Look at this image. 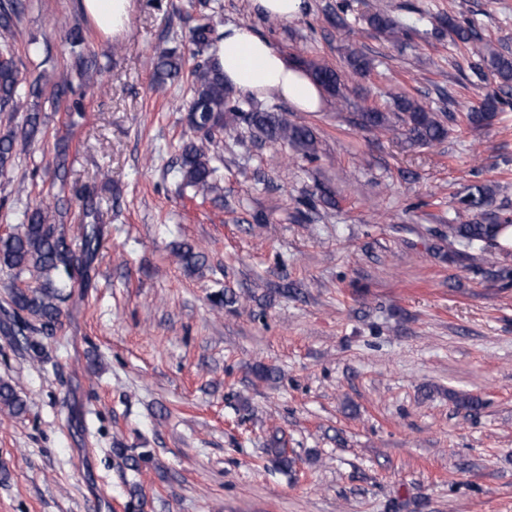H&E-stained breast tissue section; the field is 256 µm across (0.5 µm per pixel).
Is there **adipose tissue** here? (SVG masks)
<instances>
[{"instance_id":"ef3b65f1","label":"adipose tissue","mask_w":512,"mask_h":512,"mask_svg":"<svg viewBox=\"0 0 512 512\" xmlns=\"http://www.w3.org/2000/svg\"><path fill=\"white\" fill-rule=\"evenodd\" d=\"M82 6L107 35L121 33L129 20L130 0H82ZM210 53L225 83L237 92L259 99L277 96L301 112H316L323 105L324 93L306 71L251 26L226 25Z\"/></svg>"}]
</instances>
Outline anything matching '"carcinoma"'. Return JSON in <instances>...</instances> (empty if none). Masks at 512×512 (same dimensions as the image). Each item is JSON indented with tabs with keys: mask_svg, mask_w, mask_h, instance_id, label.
Segmentation results:
<instances>
[{
	"mask_svg": "<svg viewBox=\"0 0 512 512\" xmlns=\"http://www.w3.org/2000/svg\"><path fill=\"white\" fill-rule=\"evenodd\" d=\"M27 9L26 0H8L0 3V112H13L19 101V70L14 59L12 38L22 15ZM190 39L197 53H204L220 39L215 32L210 15L199 13L192 18ZM368 23L377 32L398 41L408 35V29L397 24L384 13L368 17ZM443 32L453 43L470 46L484 69L499 81L498 91L485 97L481 105L462 113L471 125H481L490 120L501 100V95L512 93V56L505 54L483 41L475 26H464L452 16L440 21ZM72 58L65 71L49 75L41 73L32 86V95L40 98L43 87L51 86L52 103H58L72 91L73 80L94 83L101 73L97 59L84 54L80 32L71 30L67 34ZM295 62L304 67L325 93L339 102L346 100L347 86L342 76L333 68L315 60L298 56ZM348 65L357 74L366 75L378 67L379 61L362 53L353 52ZM184 58L174 50L159 53L153 60V69L158 83L164 84L180 77ZM191 96L188 103L187 120L190 127L202 134L200 141H190L182 146L177 172L183 184L194 191V195L206 197L214 189L216 168L211 165L206 142L217 132L233 127L243 120L250 124L261 139L270 142H285L304 157L317 156V139L313 130L303 124L288 120L283 112H268L254 108L244 109L233 97V91L224 85V73L216 66L212 57L195 66L191 71ZM396 111L382 112L371 108L360 113L361 125L368 129H395L413 145L424 146L448 138V124L457 121L453 112L438 113L416 100L401 96L395 101ZM42 134L40 104L35 101L27 112L23 125L9 126L0 130V172L12 165L18 155L26 152ZM492 185L476 183L459 200L455 218L473 215L474 220L463 224L448 225V244L458 243L464 248L478 252L480 258L493 266L497 259L489 250L498 244V237L512 228V218L493 216L491 222L482 224L476 217L485 214L493 200ZM84 214L90 222L82 225V249L89 259L96 254L102 238L101 225L97 223V206L92 192L78 197ZM178 257L189 270L199 268L203 256L189 245L181 246ZM0 266L15 276L28 272L39 279L34 288H15L10 293L8 314L11 323L5 329L24 335L27 330L39 329L52 334L60 324L61 307L75 286L79 272V260L65 232L64 225L57 223L56 212L44 201L38 200L24 212V220L17 232L0 235ZM27 403L7 381H0V410L20 416L26 412ZM275 462L290 469L294 459L288 455L283 442L275 438L270 448Z\"/></svg>",
	"mask_w": 512,
	"mask_h": 512,
	"instance_id": "carcinoma-1",
	"label": "carcinoma"
}]
</instances>
